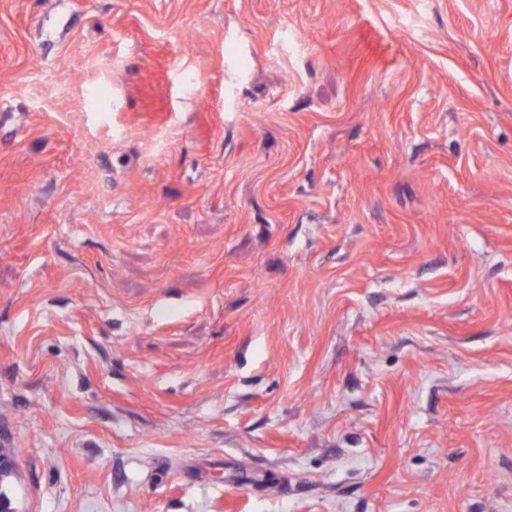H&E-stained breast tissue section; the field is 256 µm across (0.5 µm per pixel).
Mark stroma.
<instances>
[{"mask_svg": "<svg viewBox=\"0 0 512 512\" xmlns=\"http://www.w3.org/2000/svg\"><path fill=\"white\" fill-rule=\"evenodd\" d=\"M18 512H512V0H0Z\"/></svg>", "mask_w": 512, "mask_h": 512, "instance_id": "1", "label": "stroma"}]
</instances>
